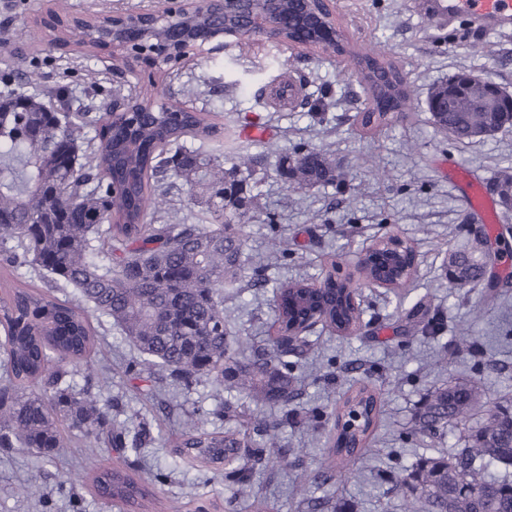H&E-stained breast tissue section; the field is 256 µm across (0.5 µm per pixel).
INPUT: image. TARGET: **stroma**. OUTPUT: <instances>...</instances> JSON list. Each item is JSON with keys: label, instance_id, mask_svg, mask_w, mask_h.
I'll return each instance as SVG.
<instances>
[{"label": "stroma", "instance_id": "stroma-1", "mask_svg": "<svg viewBox=\"0 0 512 512\" xmlns=\"http://www.w3.org/2000/svg\"><path fill=\"white\" fill-rule=\"evenodd\" d=\"M423 2L335 0L351 45L385 53L412 90L408 108L370 137L360 124L366 95L349 56L253 37L175 66L140 61L118 70L108 52L85 57L76 47L43 42L53 0H0V97L57 90L78 106L148 96L209 112L217 127H234L247 141L258 164L240 191L243 201L256 203L254 221L243 229L245 254L264 285L224 298V312L240 335L261 340L280 283L318 281L329 272L355 277L359 254L381 238L397 236L413 247L418 287L408 302L428 308L432 330L404 332L393 294L366 288L359 297V334L322 333L291 369L305 383L302 404L319 434L333 430L334 408L350 378L383 394L369 451L351 474L332 475L321 487L324 512H404L400 479L423 452L414 416L436 387L479 384L485 396L474 410L478 418L494 405L512 410V371H497L512 367V287L487 302L483 288L450 287L446 275L452 250L465 248L477 260L485 251L473 232L477 217L448 169L459 166L486 188L512 173V128L460 142L436 127L427 107L436 85L463 72L489 77L512 93V32L480 31L461 18L428 19ZM22 72L36 73L39 82L19 81ZM308 150L334 159L342 182L288 188L283 160ZM274 238L283 245L272 254ZM90 319L108 362L82 363L73 388L91 385L117 404L112 424L127 436L142 427L147 433L139 447L110 448L74 436L64 421L60 431L69 443L53 458L0 448V512H127L89 490L88 479L101 466L130 469L155 497L181 502L184 512H258V502L259 512H308L299 486L319 469L325 450L307 428L284 419L280 448L254 466L246 495L238 496L230 468L186 464L175 454L187 413L209 412L210 428L226 427L215 410L229 393L206 380L187 388L154 374L106 317L94 312ZM460 326L474 337L472 349L458 346ZM32 483L41 495H23Z\"/></svg>", "mask_w": 512, "mask_h": 512}]
</instances>
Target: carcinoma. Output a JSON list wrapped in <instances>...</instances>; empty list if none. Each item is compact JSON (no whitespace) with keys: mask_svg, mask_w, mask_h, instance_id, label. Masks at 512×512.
<instances>
[{"mask_svg":"<svg viewBox=\"0 0 512 512\" xmlns=\"http://www.w3.org/2000/svg\"><path fill=\"white\" fill-rule=\"evenodd\" d=\"M306 0H288L283 26L292 27ZM364 78L374 104L362 124L383 128L390 114L403 109L409 91L403 73L389 58L370 50ZM445 107L434 123L460 141L481 129L496 133L508 127L502 99L486 98L482 89L434 87ZM96 130V141L79 136ZM208 113L126 112L110 109L77 112L56 93L0 100V272L23 266L38 268L52 287L75 289L81 304L57 298L35 287L0 290V346L4 376L0 378V445L32 448L49 458L62 447L58 429L70 421L82 437L112 446L122 431L112 427V403L91 390L76 396L66 377L82 360L98 351V333L84 306L110 319L145 356L146 363L188 387L211 380L243 395L257 407L288 411L296 395L288 356L304 355L306 340L288 349L273 338L255 351L251 342L231 345L232 327L224 318V289L239 288L247 278L241 225L252 215L235 206L237 223L224 219V184L229 177L254 175L253 158L236 144L232 132L215 139ZM199 143L194 148L192 144ZM236 158L224 170V150ZM292 187L336 182V163L327 155L306 151L294 166L286 165ZM191 187L197 206L212 221L193 224H149L147 211L161 210L157 192L169 178ZM461 282L483 281L484 266L466 254L455 256ZM312 283L289 281L278 289L273 324L288 331L301 310L288 308ZM336 290L317 303L322 327L336 323ZM482 400L474 383H456L429 393L414 420L422 439L473 419ZM381 398L362 384L336 406V437L328 441V468L343 471L367 451ZM208 418H191L176 445L179 456L214 466L239 460L237 450L251 448L258 463L265 449L279 443L280 423H263L252 435L240 423L222 431L207 428ZM512 419L494 413L470 427L464 446L448 457L422 456L403 482L415 492L404 512H512V492L483 498L488 483L512 488ZM471 487L463 496L459 485ZM97 496L124 503L157 506L145 482L120 468H104L92 476Z\"/></svg>","mask_w":512,"mask_h":512,"instance_id":"carcinoma-1","label":"carcinoma"}]
</instances>
